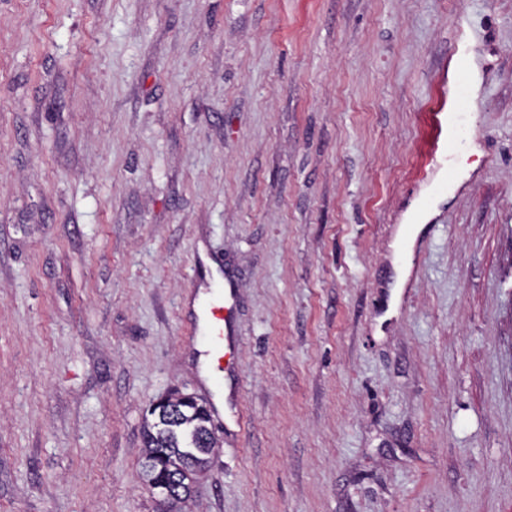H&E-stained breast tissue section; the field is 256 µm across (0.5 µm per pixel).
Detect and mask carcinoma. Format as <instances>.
I'll return each mask as SVG.
<instances>
[{
  "instance_id": "obj_1",
  "label": "carcinoma",
  "mask_w": 512,
  "mask_h": 512,
  "mask_svg": "<svg viewBox=\"0 0 512 512\" xmlns=\"http://www.w3.org/2000/svg\"><path fill=\"white\" fill-rule=\"evenodd\" d=\"M144 483L165 492V512H184L182 504L192 497L193 476L189 440L214 451L218 439L205 413L185 396L173 391L146 413L142 429Z\"/></svg>"
}]
</instances>
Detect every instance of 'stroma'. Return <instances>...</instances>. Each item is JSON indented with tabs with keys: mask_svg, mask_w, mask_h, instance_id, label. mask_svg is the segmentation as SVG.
<instances>
[{
	"mask_svg": "<svg viewBox=\"0 0 512 512\" xmlns=\"http://www.w3.org/2000/svg\"><path fill=\"white\" fill-rule=\"evenodd\" d=\"M439 81L472 133L410 269ZM207 251L246 425L193 512H512V0H0V512H158Z\"/></svg>",
	"mask_w": 512,
	"mask_h": 512,
	"instance_id": "1",
	"label": "stroma"
}]
</instances>
